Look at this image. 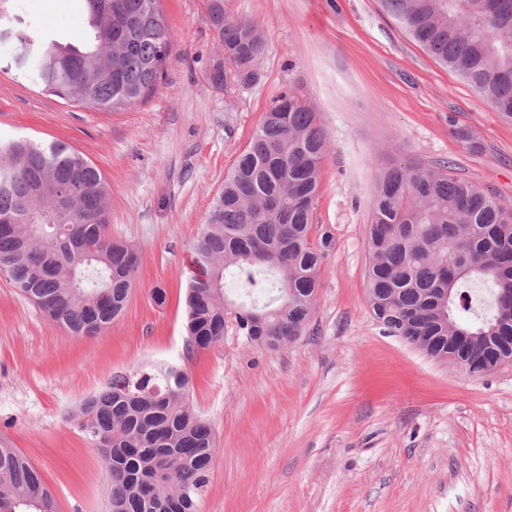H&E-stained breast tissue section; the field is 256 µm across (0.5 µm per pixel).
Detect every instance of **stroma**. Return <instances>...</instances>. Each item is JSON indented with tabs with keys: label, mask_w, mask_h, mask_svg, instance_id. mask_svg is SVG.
I'll return each mask as SVG.
<instances>
[{
	"label": "stroma",
	"mask_w": 512,
	"mask_h": 512,
	"mask_svg": "<svg viewBox=\"0 0 512 512\" xmlns=\"http://www.w3.org/2000/svg\"><path fill=\"white\" fill-rule=\"evenodd\" d=\"M261 27L250 87L208 79L222 47L205 0H160L171 52L155 92L96 111L45 92L0 45V136L62 141L110 187L109 230L141 259L102 336L50 322L0 276V443L19 449L59 512H102L107 480L77 409L131 364L180 363L217 448L200 512H512V368L472 380L374 319L366 296L371 202L405 156L512 205V123L423 50L381 0H226ZM85 0H15L13 23L77 43ZM300 89L329 149L314 222L333 237L302 336L277 348L190 346L192 244L224 174L273 100ZM471 131L460 141L449 118Z\"/></svg>",
	"instance_id": "1"
}]
</instances>
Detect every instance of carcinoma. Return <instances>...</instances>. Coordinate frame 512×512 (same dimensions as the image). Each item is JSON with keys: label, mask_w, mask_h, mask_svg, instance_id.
Returning a JSON list of instances; mask_svg holds the SVG:
<instances>
[{"label": "carcinoma", "mask_w": 512, "mask_h": 512, "mask_svg": "<svg viewBox=\"0 0 512 512\" xmlns=\"http://www.w3.org/2000/svg\"><path fill=\"white\" fill-rule=\"evenodd\" d=\"M159 0H88L91 35L62 44L19 31L14 66L53 95L115 111L153 92L170 54ZM386 12L506 121H512V0H382ZM224 56L215 86L260 78L265 39L249 19L206 0ZM327 134L293 92L276 97L224 175L193 243L190 343L206 348L228 325L248 343L301 336L331 247L312 240ZM110 188L61 141L0 137V274L50 321L101 336L123 312L139 255L109 233ZM512 207L449 167L403 157L378 175L372 203L367 299L375 319L425 355L471 378L512 365ZM80 428L106 463L102 512H200L216 438L189 404L177 363L136 364L79 409ZM41 502L52 488L18 449L0 447V512Z\"/></svg>", "instance_id": "carcinoma-1"}]
</instances>
